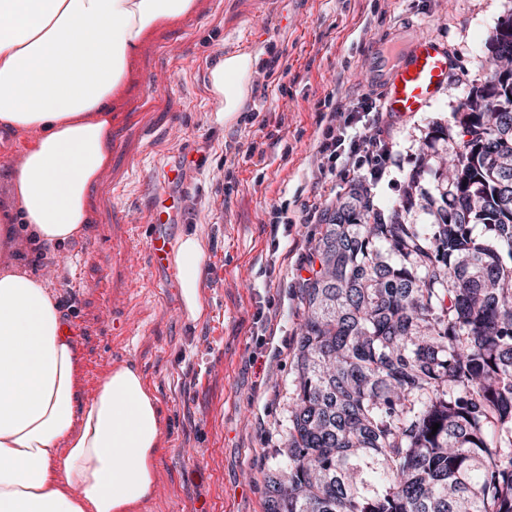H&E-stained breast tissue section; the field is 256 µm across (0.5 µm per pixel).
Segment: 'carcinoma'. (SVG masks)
I'll return each mask as SVG.
<instances>
[{"mask_svg": "<svg viewBox=\"0 0 512 512\" xmlns=\"http://www.w3.org/2000/svg\"><path fill=\"white\" fill-rule=\"evenodd\" d=\"M489 51L512 61L511 23ZM495 72L426 140L448 146L435 193L417 170L384 210L357 180L324 212L265 512H512V66Z\"/></svg>", "mask_w": 512, "mask_h": 512, "instance_id": "cac0c4a2", "label": "carcinoma"}]
</instances>
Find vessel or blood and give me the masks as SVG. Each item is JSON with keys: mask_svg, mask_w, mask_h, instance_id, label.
Returning a JSON list of instances; mask_svg holds the SVG:
<instances>
[{"mask_svg": "<svg viewBox=\"0 0 512 512\" xmlns=\"http://www.w3.org/2000/svg\"><path fill=\"white\" fill-rule=\"evenodd\" d=\"M372 52L378 60L371 78L383 111L415 114L437 100L448 81V54L430 34H403L390 40H375ZM182 206L180 199L164 193L147 215L153 231L146 241L150 267L172 269V238L167 230L172 214Z\"/></svg>", "mask_w": 512, "mask_h": 512, "instance_id": "obj_1", "label": "vessel or blood"}]
</instances>
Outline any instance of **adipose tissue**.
Returning a JSON list of instances; mask_svg holds the SVG:
<instances>
[{
	"label": "adipose tissue",
	"instance_id": "1",
	"mask_svg": "<svg viewBox=\"0 0 512 512\" xmlns=\"http://www.w3.org/2000/svg\"><path fill=\"white\" fill-rule=\"evenodd\" d=\"M198 0H0V138H28L0 200V512H136L156 484L159 399L131 362L82 395L83 359L59 301L31 271L90 222L112 162V114L141 48ZM250 53L210 69L225 120L257 72ZM204 250L178 242L183 309L198 319Z\"/></svg>",
	"mask_w": 512,
	"mask_h": 512
}]
</instances>
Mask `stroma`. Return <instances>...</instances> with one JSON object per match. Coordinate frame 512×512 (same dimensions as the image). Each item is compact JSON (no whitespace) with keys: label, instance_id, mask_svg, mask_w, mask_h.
<instances>
[{"label":"stroma","instance_id":"1","mask_svg":"<svg viewBox=\"0 0 512 512\" xmlns=\"http://www.w3.org/2000/svg\"><path fill=\"white\" fill-rule=\"evenodd\" d=\"M512 16V0H201L178 25L147 42L135 84L112 122V165L91 202V222L72 243L35 266L74 327L83 391L93 397L113 364L134 362L165 419L154 496L142 512H264L265 477L288 430L303 279L328 209L312 177L326 126L328 94L349 105L373 96L374 40L417 27L448 51V82L417 114L364 117L392 149L372 185L392 206L421 170L423 139L491 72L488 44ZM259 55L242 117L225 122L209 90L211 65L227 54ZM155 106H144L146 96ZM183 208L173 239L196 234L204 247L201 296L190 319L178 281L156 285L147 268L145 218L166 167ZM288 210L273 224L271 211ZM269 309L273 335L254 323Z\"/></svg>","mask_w":512,"mask_h":512}]
</instances>
